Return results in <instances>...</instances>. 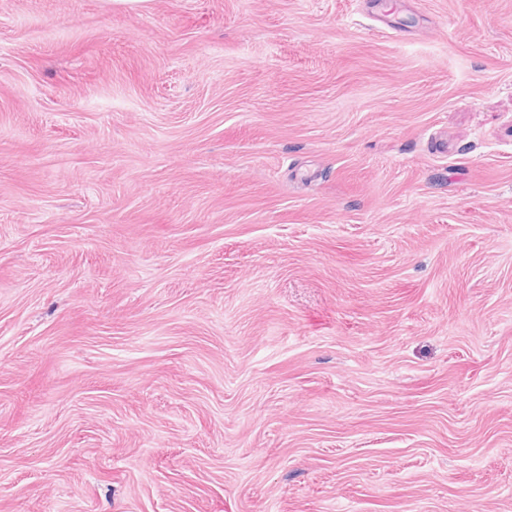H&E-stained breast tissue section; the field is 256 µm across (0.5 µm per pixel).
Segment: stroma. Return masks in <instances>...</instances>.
<instances>
[{
  "instance_id": "1",
  "label": "stroma",
  "mask_w": 512,
  "mask_h": 512,
  "mask_svg": "<svg viewBox=\"0 0 512 512\" xmlns=\"http://www.w3.org/2000/svg\"><path fill=\"white\" fill-rule=\"evenodd\" d=\"M0 512H512V0H0Z\"/></svg>"
}]
</instances>
